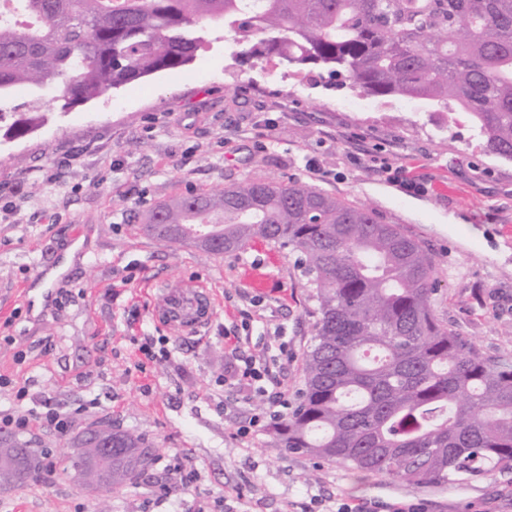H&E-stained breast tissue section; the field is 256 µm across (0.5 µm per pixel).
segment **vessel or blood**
<instances>
[{"mask_svg":"<svg viewBox=\"0 0 512 512\" xmlns=\"http://www.w3.org/2000/svg\"><path fill=\"white\" fill-rule=\"evenodd\" d=\"M52 291L48 288H28L27 302L31 316L42 318L49 309ZM215 315V299L208 285L198 279H185L176 287L162 289L160 297L150 307L151 321L173 330L183 337L201 335Z\"/></svg>","mask_w":512,"mask_h":512,"instance_id":"b4317fda","label":"vessel or blood"}]
</instances>
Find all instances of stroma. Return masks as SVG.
I'll return each instance as SVG.
<instances>
[{
    "mask_svg": "<svg viewBox=\"0 0 512 512\" xmlns=\"http://www.w3.org/2000/svg\"><path fill=\"white\" fill-rule=\"evenodd\" d=\"M348 85L327 73L293 84L277 60L236 53L219 28L192 63L61 110L41 94L43 125L0 139V400L63 424L21 436L68 455L79 428L100 419L140 432L158 458L111 512H512V474L418 487L277 448L268 420L251 426L256 393L220 397L224 350L243 313L252 348L283 329L288 355L274 368L286 400L303 386L316 303L287 250L255 240L234 253L164 250L139 231L144 216L192 190L248 178L301 179L368 206L430 253L437 318L487 357H512V162L486 155L463 114L411 106L352 112ZM424 182L407 193L374 160ZM88 254L58 287L50 313L33 320L22 287L77 239ZM191 276L217 290L204 335L164 334L148 317L158 289ZM167 336L171 357L145 372L142 337ZM189 460L193 484L169 464ZM314 474L304 482L305 474ZM0 512H100L98 498L62 470L49 482L0 488Z\"/></svg>",
    "mask_w": 512,
    "mask_h": 512,
    "instance_id": "obj_1",
    "label": "stroma"
}]
</instances>
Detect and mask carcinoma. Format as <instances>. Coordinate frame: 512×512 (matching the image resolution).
I'll return each mask as SVG.
<instances>
[{"label": "carcinoma", "mask_w": 512, "mask_h": 512, "mask_svg": "<svg viewBox=\"0 0 512 512\" xmlns=\"http://www.w3.org/2000/svg\"><path fill=\"white\" fill-rule=\"evenodd\" d=\"M214 24L252 58L343 75L361 93L467 116L512 162V0H9L0 14V101L53 89L60 108L191 63ZM38 100L12 122L39 126ZM163 248L234 253L273 242L296 256L317 306L303 388L270 434L279 448L418 485L512 472V359L486 357L434 314L428 250L398 224L302 180L252 178L152 210ZM101 493L138 483L156 456L105 421ZM67 469H96L78 452ZM47 471L42 450L0 443V486Z\"/></svg>", "instance_id": "carcinoma-1"}]
</instances>
